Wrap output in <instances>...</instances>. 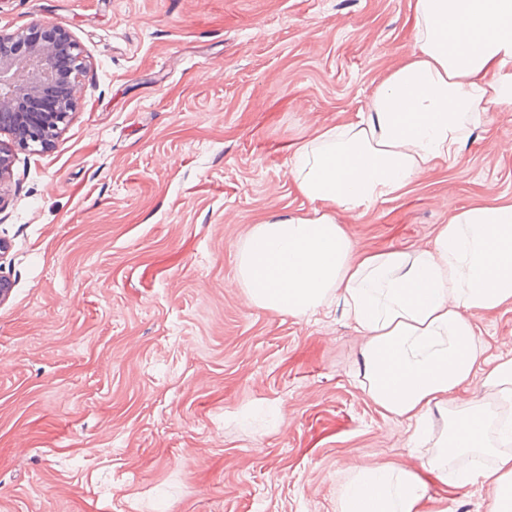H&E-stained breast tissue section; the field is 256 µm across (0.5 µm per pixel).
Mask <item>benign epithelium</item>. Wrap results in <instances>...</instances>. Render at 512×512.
<instances>
[{"label": "benign epithelium", "instance_id": "obj_1", "mask_svg": "<svg viewBox=\"0 0 512 512\" xmlns=\"http://www.w3.org/2000/svg\"><path fill=\"white\" fill-rule=\"evenodd\" d=\"M84 71L80 46L58 25L0 30V131L11 132L22 149L49 147L75 108L71 88ZM49 90L58 94L57 111H15L23 98Z\"/></svg>", "mask_w": 512, "mask_h": 512}]
</instances>
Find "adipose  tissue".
<instances>
[{"label":"adipose tissue","mask_w":512,"mask_h":512,"mask_svg":"<svg viewBox=\"0 0 512 512\" xmlns=\"http://www.w3.org/2000/svg\"><path fill=\"white\" fill-rule=\"evenodd\" d=\"M415 45L357 120L321 130L290 172L312 211L266 218L240 246L237 280L257 307L305 317L333 292L364 338L361 388L386 415L420 427L432 408L450 428L420 467L363 464L337 512H444L428 488L447 484L452 455L491 453L493 412L459 402L484 361L472 313L512 303V204L456 211L431 247L361 254L337 212L370 210L438 162L455 161L470 126L512 103V0H417ZM465 471L463 483L512 512V453Z\"/></svg>","instance_id":"obj_1"}]
</instances>
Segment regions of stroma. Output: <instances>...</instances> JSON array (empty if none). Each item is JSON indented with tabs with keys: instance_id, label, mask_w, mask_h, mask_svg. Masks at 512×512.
Returning <instances> with one entry per match:
<instances>
[{
	"instance_id": "obj_1",
	"label": "stroma",
	"mask_w": 512,
	"mask_h": 512,
	"mask_svg": "<svg viewBox=\"0 0 512 512\" xmlns=\"http://www.w3.org/2000/svg\"><path fill=\"white\" fill-rule=\"evenodd\" d=\"M416 0H0V29L63 27L87 71L48 148L0 147V512H336L356 467L419 466L357 382L341 298L252 305L253 224L312 205L294 149L356 120L414 45ZM512 201V104L395 198L338 220L358 252L430 247L457 210ZM486 372L512 304L474 314ZM448 512H489L480 485Z\"/></svg>"
}]
</instances>
